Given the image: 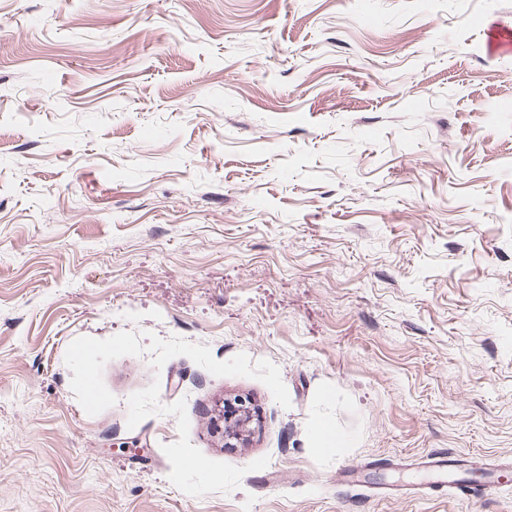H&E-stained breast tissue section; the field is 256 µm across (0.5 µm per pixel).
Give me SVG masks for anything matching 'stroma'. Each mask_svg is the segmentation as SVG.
Returning <instances> with one entry per match:
<instances>
[{"label": "stroma", "instance_id": "stroma-1", "mask_svg": "<svg viewBox=\"0 0 512 512\" xmlns=\"http://www.w3.org/2000/svg\"><path fill=\"white\" fill-rule=\"evenodd\" d=\"M487 22L512 0H0V512H512V479L391 491L427 455L512 458V55ZM121 331L270 361L291 405L142 355L88 415L65 351ZM155 381L239 487L169 482L175 417L126 424ZM235 402L224 403V422L227 425L225 429V438L241 439L246 427L251 421L246 401L241 398H235Z\"/></svg>", "mask_w": 512, "mask_h": 512}]
</instances>
